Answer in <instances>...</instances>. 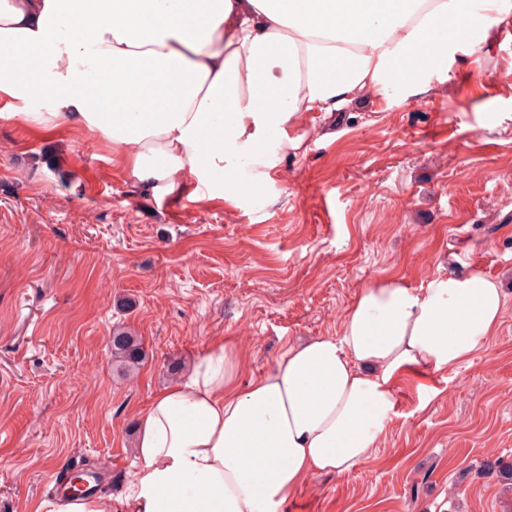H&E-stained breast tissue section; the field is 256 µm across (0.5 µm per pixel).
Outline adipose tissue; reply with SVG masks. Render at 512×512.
Segmentation results:
<instances>
[{"label":"adipose tissue","instance_id":"obj_1","mask_svg":"<svg viewBox=\"0 0 512 512\" xmlns=\"http://www.w3.org/2000/svg\"><path fill=\"white\" fill-rule=\"evenodd\" d=\"M501 0H0V97L11 117L72 122L143 181L185 189L270 178L299 114L399 87L419 94ZM503 292L479 273L365 288L340 336L290 346L246 388L217 344L138 416L135 512H282L310 476L377 448L397 381L466 362L498 330Z\"/></svg>","mask_w":512,"mask_h":512}]
</instances>
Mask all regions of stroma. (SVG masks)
Returning a JSON list of instances; mask_svg holds the SVG:
<instances>
[{"label": "stroma", "instance_id": "35a3bbf8", "mask_svg": "<svg viewBox=\"0 0 512 512\" xmlns=\"http://www.w3.org/2000/svg\"><path fill=\"white\" fill-rule=\"evenodd\" d=\"M270 181L236 200L148 185L111 142L0 117V512L98 473L128 512L133 427L215 343L240 386L294 342L340 335L359 294L395 276L481 273L504 293L495 336L396 390L370 460L305 479L283 512H512L481 470L512 460V0L426 90L310 112ZM139 336L126 376L112 332ZM433 391L420 407L421 388Z\"/></svg>", "mask_w": 512, "mask_h": 512}]
</instances>
